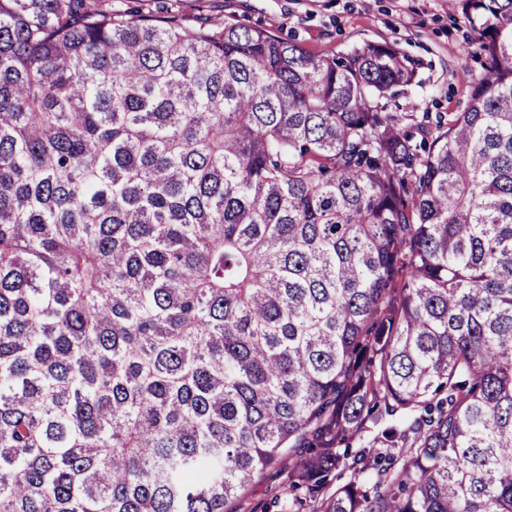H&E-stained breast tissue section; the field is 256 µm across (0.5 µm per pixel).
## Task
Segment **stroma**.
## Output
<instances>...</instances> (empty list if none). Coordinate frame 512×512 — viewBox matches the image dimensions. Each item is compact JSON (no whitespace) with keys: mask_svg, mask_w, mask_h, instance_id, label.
Returning <instances> with one entry per match:
<instances>
[{"mask_svg":"<svg viewBox=\"0 0 512 512\" xmlns=\"http://www.w3.org/2000/svg\"><path fill=\"white\" fill-rule=\"evenodd\" d=\"M116 13L178 16L193 32L227 24L267 29L305 51L338 56L373 41L389 43L418 63L411 85L385 99L403 123L437 122L464 111L481 70L472 27L448 0H92ZM287 469L265 473L237 512H267L273 497L292 499Z\"/></svg>","mask_w":512,"mask_h":512,"instance_id":"obj_1","label":"stroma"}]
</instances>
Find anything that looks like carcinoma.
I'll return each instance as SVG.
<instances>
[{
	"label": "carcinoma",
	"mask_w": 512,
	"mask_h": 512,
	"mask_svg": "<svg viewBox=\"0 0 512 512\" xmlns=\"http://www.w3.org/2000/svg\"><path fill=\"white\" fill-rule=\"evenodd\" d=\"M417 63L88 0H0V512H234L325 488L381 407L401 466L322 512H512V0ZM288 485V467L265 473L240 501L237 512H267L275 496L291 501L293 494Z\"/></svg>",
	"instance_id": "obj_1"
}]
</instances>
